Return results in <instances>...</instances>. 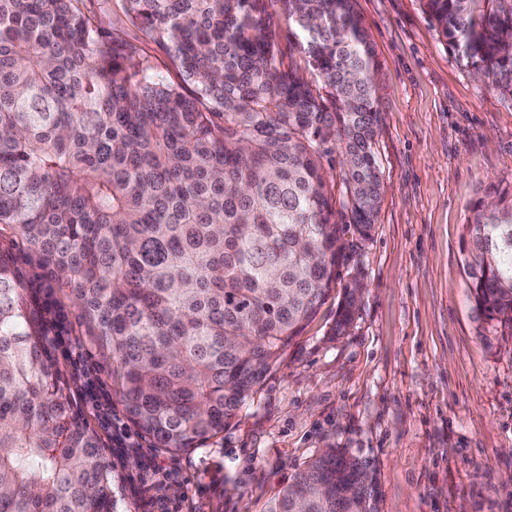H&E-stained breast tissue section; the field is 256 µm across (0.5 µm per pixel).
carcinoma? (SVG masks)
I'll return each instance as SVG.
<instances>
[{"mask_svg":"<svg viewBox=\"0 0 512 512\" xmlns=\"http://www.w3.org/2000/svg\"><path fill=\"white\" fill-rule=\"evenodd\" d=\"M354 2L124 0L136 46L91 0H0V239L43 284L0 250V512H118L55 354L54 289L112 349L129 420L171 454L224 433L336 287L331 336L352 327L364 274L340 269L383 192L378 62ZM425 6L512 98V0ZM467 233L473 310L512 332V190L477 202ZM373 497L359 459L327 448L266 512H373Z\"/></svg>","mask_w":512,"mask_h":512,"instance_id":"1","label":"carcinoma"}]
</instances>
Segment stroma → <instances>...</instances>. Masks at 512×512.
<instances>
[{"label":"stroma","mask_w":512,"mask_h":512,"mask_svg":"<svg viewBox=\"0 0 512 512\" xmlns=\"http://www.w3.org/2000/svg\"><path fill=\"white\" fill-rule=\"evenodd\" d=\"M356 9L379 62L384 195L348 335L328 336L329 296L223 434L170 454L129 421L111 350L55 292L60 365L119 512H265L330 445L367 463L378 512H512V338L472 309L464 240L474 204L512 189V98L448 47L423 0Z\"/></svg>","instance_id":"obj_1"}]
</instances>
